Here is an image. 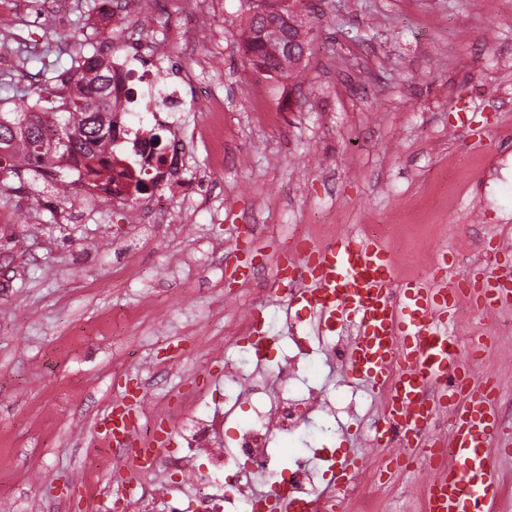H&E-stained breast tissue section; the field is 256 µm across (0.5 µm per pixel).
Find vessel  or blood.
Here are the masks:
<instances>
[{
  "label": "vessel or blood",
  "mask_w": 512,
  "mask_h": 512,
  "mask_svg": "<svg viewBox=\"0 0 512 512\" xmlns=\"http://www.w3.org/2000/svg\"><path fill=\"white\" fill-rule=\"evenodd\" d=\"M432 283L399 280L392 252L346 232L327 245L303 243L278 256L276 288L355 334L349 372L383 394L385 426L377 441L388 450L387 471L403 468L414 451L428 461L426 512H505L503 491L491 467L494 443L506 427L490 381L461 372L448 318L464 309L493 314L512 303V269L494 266L475 287L448 281V254L440 252ZM448 414L446 440L430 427ZM98 435L117 448L152 456L160 442L140 434L126 404L113 405L97 422ZM288 488L279 484L260 512H292Z\"/></svg>",
  "instance_id": "1"
}]
</instances>
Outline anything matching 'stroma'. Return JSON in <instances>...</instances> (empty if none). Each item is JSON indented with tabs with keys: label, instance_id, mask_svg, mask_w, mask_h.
I'll return each instance as SVG.
<instances>
[{
	"label": "stroma",
	"instance_id": "stroma-1",
	"mask_svg": "<svg viewBox=\"0 0 512 512\" xmlns=\"http://www.w3.org/2000/svg\"><path fill=\"white\" fill-rule=\"evenodd\" d=\"M320 14L301 82L255 73L230 22L241 0H133L108 26L99 0H48L38 9L9 0L0 11V107L59 76L70 50L114 36L119 62L189 79V95L224 102V168L210 173L194 133L208 115L186 103L154 123L137 85L125 123L167 135L178 125L182 184L136 246L150 200L80 199L51 219L33 195L0 193V512H85L77 476L96 445L94 422L145 379L178 410L204 393L224 409V364L207 344L224 340L233 248H251L261 304L236 296L242 312L260 306L264 329L285 340L272 291L275 257L290 225L326 213L337 229L392 224L401 276L414 273L422 242L441 233L449 251L472 245V272L488 268L477 250L512 243V8L477 0H315ZM465 94L479 130L454 109ZM494 341L475 366L500 390L512 415V332L472 311ZM359 405H339L326 448H353L369 466L382 450L365 431L372 397L355 381ZM425 458L393 478L380 512H419ZM73 493L60 495L62 481Z\"/></svg>",
	"mask_w": 512,
	"mask_h": 512
}]
</instances>
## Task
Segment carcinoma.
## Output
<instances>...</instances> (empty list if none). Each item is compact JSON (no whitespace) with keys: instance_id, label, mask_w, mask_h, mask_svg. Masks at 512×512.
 <instances>
[{"instance_id":"1","label":"carcinoma","mask_w":512,"mask_h":512,"mask_svg":"<svg viewBox=\"0 0 512 512\" xmlns=\"http://www.w3.org/2000/svg\"><path fill=\"white\" fill-rule=\"evenodd\" d=\"M282 7L279 0L248 5L253 14L239 23L242 47L264 57L258 71L270 77L299 79L303 69L288 64V54L265 53L250 33L264 23V13ZM112 51L94 45L70 57L60 82L44 83L35 96L23 95L14 108L0 110V190L36 191L46 209L58 215L70 201L82 174V156L94 152L103 159L112 154L115 103L119 76L113 72Z\"/></svg>"}]
</instances>
